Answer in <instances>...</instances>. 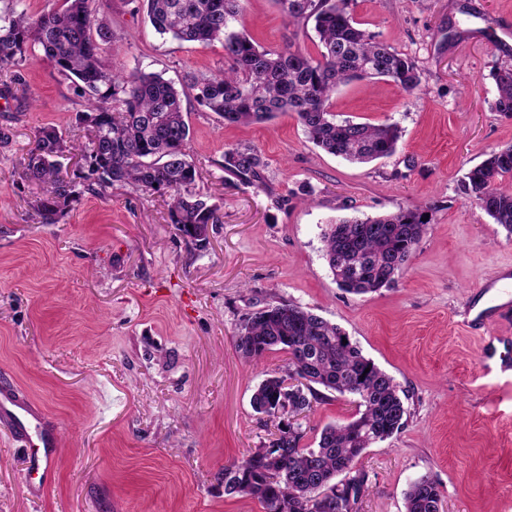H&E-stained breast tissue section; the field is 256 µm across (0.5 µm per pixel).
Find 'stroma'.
Wrapping results in <instances>:
<instances>
[{
    "label": "stroma",
    "mask_w": 512,
    "mask_h": 512,
    "mask_svg": "<svg viewBox=\"0 0 512 512\" xmlns=\"http://www.w3.org/2000/svg\"><path fill=\"white\" fill-rule=\"evenodd\" d=\"M112 40L104 64L169 80L225 68L224 44L159 35L133 0H91ZM361 28L411 58L406 95L381 78L337 89L336 120L398 124L395 152L352 164L311 143L296 116L228 125L184 101L194 190L218 207L199 245L168 222L166 197L114 187L82 193L57 223L35 210L41 184L23 178L39 127L85 142L73 85L40 47L0 71V377L59 424L48 491L32 495L23 448L0 431V512H262L224 494L221 472L269 430L251 406L280 351L243 360L235 335L256 300L293 302L339 325L407 391L404 428L357 461L368 475L358 512H404L414 479H434L445 512H512V235L461 190L466 174L512 144V119L491 110L496 71L512 68V0H351ZM263 47L290 30L274 0H246L234 24ZM258 149L267 191L226 182L224 151ZM420 206L431 222L391 287L341 290L322 251L336 218ZM498 337L500 356L482 348ZM357 413L325 392L301 423L305 444Z\"/></svg>",
    "instance_id": "35a3bbf8"
}]
</instances>
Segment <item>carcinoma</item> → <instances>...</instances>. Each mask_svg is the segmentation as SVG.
<instances>
[{"instance_id": "cac0c4a2", "label": "carcinoma", "mask_w": 512, "mask_h": 512, "mask_svg": "<svg viewBox=\"0 0 512 512\" xmlns=\"http://www.w3.org/2000/svg\"><path fill=\"white\" fill-rule=\"evenodd\" d=\"M142 2L162 36L200 45L223 41L227 68L190 76L179 89L139 67L108 68L100 44L112 38V29L89 8V0H63L60 9L36 18L20 12L0 24L1 69L20 65L37 45L84 101L77 119L87 124L86 144L43 126L27 154L25 178L47 185L37 203L44 223H55L84 189L129 185L168 196L169 223L196 244L206 241L209 226L218 222L217 207L192 191L201 171L187 152L185 98L227 124L293 112L310 141L351 162L394 153L401 138L398 125L339 122L331 112L336 89L356 79L384 78L409 95L420 85L415 62L360 28L348 11L350 0H276L288 23H314L320 45L316 57L290 38L280 49H267L231 30L244 0ZM495 80L494 109L512 117V69L499 71ZM76 153L82 164L67 179L64 161ZM222 168L230 181L267 189L266 163L251 146L224 150ZM508 175L512 145L470 170L462 191L512 234V190L501 185ZM425 216L415 206L329 225L322 242L338 287L354 295L391 287L419 248L430 224ZM235 346L249 362L269 351L285 352L288 362L266 373L251 399L253 410L273 423L276 433L268 444L224 466V495L254 498L263 512H357L368 476L359 469L348 471L349 464L405 426L408 395L341 328L295 303L256 301ZM317 385L357 397L360 410L348 423L325 426L312 447L303 444L305 430L298 417L320 400ZM405 512H445L437 482L427 476L413 480L405 493Z\"/></svg>"}]
</instances>
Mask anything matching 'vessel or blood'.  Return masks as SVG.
I'll return each instance as SVG.
<instances>
[{"instance_id": "vessel-or-blood-1", "label": "vessel or blood", "mask_w": 512, "mask_h": 512, "mask_svg": "<svg viewBox=\"0 0 512 512\" xmlns=\"http://www.w3.org/2000/svg\"><path fill=\"white\" fill-rule=\"evenodd\" d=\"M0 425L25 447L24 478L30 492H40L49 482L50 462L60 447L57 423L25 395L5 386L0 388Z\"/></svg>"}]
</instances>
